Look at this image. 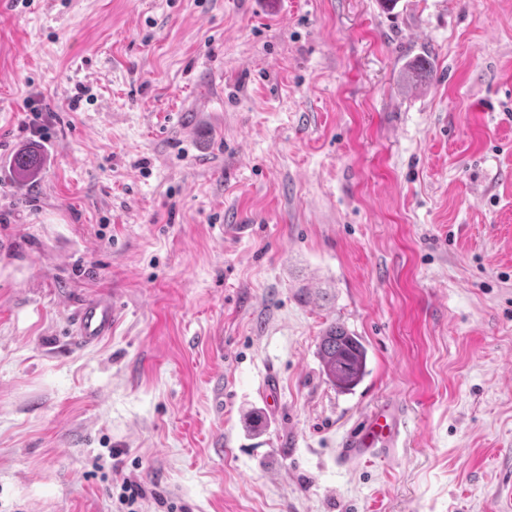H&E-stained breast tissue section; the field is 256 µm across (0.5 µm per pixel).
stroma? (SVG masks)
<instances>
[{"label": "stroma", "instance_id": "35a3bbf8", "mask_svg": "<svg viewBox=\"0 0 512 512\" xmlns=\"http://www.w3.org/2000/svg\"><path fill=\"white\" fill-rule=\"evenodd\" d=\"M387 397L405 445L339 465ZM126 477L142 512H512V0H0V512H125ZM42 163L43 160L37 152L22 148L14 154L10 166L19 179L27 181L37 175ZM122 320V307L112 296H99L76 308L72 334L84 346H95L110 338ZM318 354L326 379L341 392L353 391L368 373L366 346L336 322L321 336Z\"/></svg>", "mask_w": 512, "mask_h": 512}]
</instances>
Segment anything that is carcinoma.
I'll return each mask as SVG.
<instances>
[{
	"mask_svg": "<svg viewBox=\"0 0 512 512\" xmlns=\"http://www.w3.org/2000/svg\"><path fill=\"white\" fill-rule=\"evenodd\" d=\"M41 156L29 149L18 150L11 167L23 181L34 178L41 169ZM326 379L342 392L354 390L368 373V350L362 340L334 322L328 326L318 345Z\"/></svg>",
	"mask_w": 512,
	"mask_h": 512,
	"instance_id": "carcinoma-1",
	"label": "carcinoma"
}]
</instances>
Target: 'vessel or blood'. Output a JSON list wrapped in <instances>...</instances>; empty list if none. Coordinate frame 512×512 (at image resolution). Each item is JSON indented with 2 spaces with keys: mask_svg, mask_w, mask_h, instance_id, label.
Wrapping results in <instances>:
<instances>
[{
  "mask_svg": "<svg viewBox=\"0 0 512 512\" xmlns=\"http://www.w3.org/2000/svg\"><path fill=\"white\" fill-rule=\"evenodd\" d=\"M122 320V307L112 296H99L76 308L72 334L83 345L95 346L111 337ZM404 422L398 406L385 401L374 406L345 435L337 453L342 464L379 454L397 447Z\"/></svg>",
  "mask_w": 512,
  "mask_h": 512,
  "instance_id": "b4317fda",
  "label": "vessel or blood"
}]
</instances>
